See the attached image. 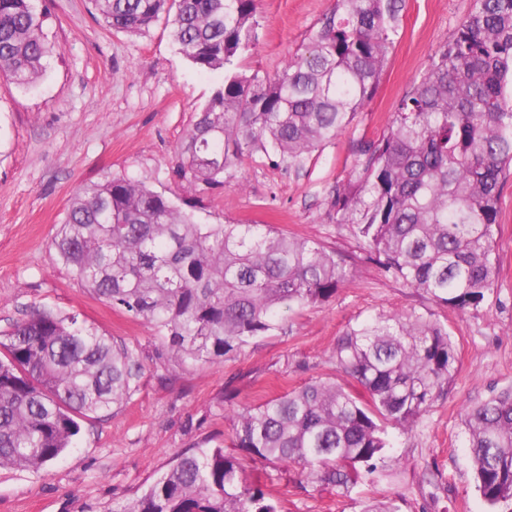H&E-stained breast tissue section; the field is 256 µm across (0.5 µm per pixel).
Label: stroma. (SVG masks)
<instances>
[{"instance_id": "obj_1", "label": "stroma", "mask_w": 512, "mask_h": 512, "mask_svg": "<svg viewBox=\"0 0 512 512\" xmlns=\"http://www.w3.org/2000/svg\"><path fill=\"white\" fill-rule=\"evenodd\" d=\"M473 0H404L399 34L372 100L332 142L290 170L244 161L223 186L179 179L176 148L224 80L178 50L166 21L140 33L102 26L90 0H34L50 47L46 72L23 89L0 79V333L34 311L75 315L130 348L141 369L131 398L83 421L73 450L46 470H0V512H120L185 449L223 446L247 482L279 512H362L390 501L398 512H512L481 496L464 446L468 407L512 388V168L502 176L494 244L499 279L464 311L436 304L361 261L329 201L363 143L387 132L400 100ZM336 0H260L262 28L245 69L275 71L301 51ZM126 175L190 201L202 224H270L352 256L348 283L327 302L287 313L284 329L223 362L173 363L155 329L90 293L51 245L74 196ZM432 314L448 330L458 370L412 427H391L376 472L349 491L300 482L285 463L236 448L229 417L334 374L328 355L350 325L378 314Z\"/></svg>"}]
</instances>
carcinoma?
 <instances>
[{
	"mask_svg": "<svg viewBox=\"0 0 512 512\" xmlns=\"http://www.w3.org/2000/svg\"><path fill=\"white\" fill-rule=\"evenodd\" d=\"M403 0H336L304 51L273 72L240 70L258 48L260 0H92L108 28L165 19L197 68L224 84L196 113L176 174L208 185L244 160L298 167L372 98ZM49 47L31 0H0V77L30 87ZM512 164V0H473L386 134L367 143L330 209L368 259L406 288L460 311L495 286L502 175ZM99 298L151 324L179 365L214 364L281 329L349 280L316 240L262 224H200L176 200L125 176L83 186L52 239ZM316 378L233 413L235 446L344 490L384 457V423L410 427L456 372L448 331L422 313L347 328ZM133 352L75 316L37 311L0 338V468L39 471L73 447L78 419L130 398ZM478 488L512 500V389L464 419ZM122 512H278L224 448H188Z\"/></svg>",
	"mask_w": 512,
	"mask_h": 512,
	"instance_id": "obj_1",
	"label": "carcinoma"
}]
</instances>
